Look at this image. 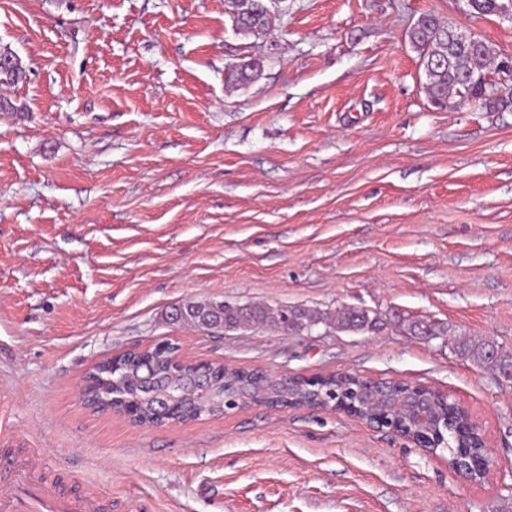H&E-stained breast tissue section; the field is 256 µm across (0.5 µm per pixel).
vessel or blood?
<instances>
[{"instance_id":"b4317fda","label":"vessel or blood","mask_w":512,"mask_h":512,"mask_svg":"<svg viewBox=\"0 0 512 512\" xmlns=\"http://www.w3.org/2000/svg\"><path fill=\"white\" fill-rule=\"evenodd\" d=\"M8 489L0 491V512H103L108 498L87 494L74 500L64 495L35 455L7 461Z\"/></svg>"}]
</instances>
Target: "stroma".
I'll return each mask as SVG.
<instances>
[{
    "label": "stroma",
    "mask_w": 512,
    "mask_h": 512,
    "mask_svg": "<svg viewBox=\"0 0 512 512\" xmlns=\"http://www.w3.org/2000/svg\"><path fill=\"white\" fill-rule=\"evenodd\" d=\"M431 12L512 57V16L465 0H278L236 27L228 0H0V448L112 512H485L512 471V384L462 356L512 352V110L435 108L406 32ZM256 79L231 88L244 58ZM325 312L380 328L207 331L188 300ZM445 323L426 339L397 317ZM181 355L447 393L494 461L448 455L342 412L254 405L154 428L88 408L103 358ZM22 443H15V436ZM245 1L231 0L232 7V18L239 30L246 34H258L269 31L271 27V11L265 12L263 9H259L258 13L253 17L246 16L245 27L240 22V13ZM259 59L249 58L242 61L235 69L231 70L226 78L230 84H244L252 81L261 71ZM336 328L345 331H373L379 329V320L371 318L367 311L347 309L334 317ZM459 348L474 363L489 367L495 372L512 364V354L489 341L464 342ZM475 431L481 434L479 427L473 423L472 424ZM483 446L479 448V450L476 452V459L470 460L468 462V466L463 468L462 466H454L451 467V469L458 475L465 476L469 478L470 480H476L477 474L485 475L490 471L492 465L491 456L488 452L487 446L483 440L482 434L480 435ZM492 465V466H491ZM483 477V478H484Z\"/></svg>",
    "instance_id": "stroma-1"
}]
</instances>
